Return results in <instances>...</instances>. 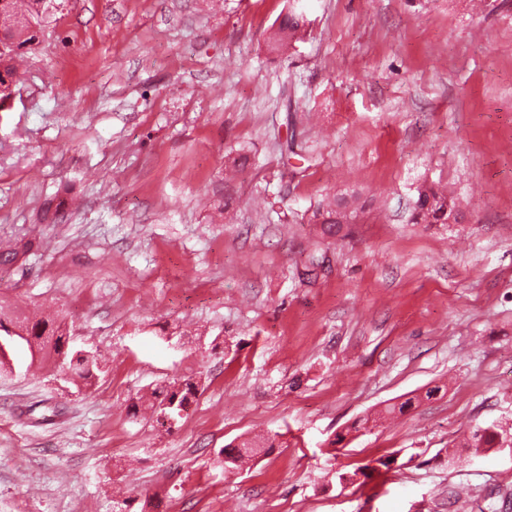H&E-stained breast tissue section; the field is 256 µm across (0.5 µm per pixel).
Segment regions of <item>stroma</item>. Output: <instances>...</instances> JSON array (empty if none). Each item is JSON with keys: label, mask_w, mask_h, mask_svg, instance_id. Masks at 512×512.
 Listing matches in <instances>:
<instances>
[{"label": "stroma", "mask_w": 512, "mask_h": 512, "mask_svg": "<svg viewBox=\"0 0 512 512\" xmlns=\"http://www.w3.org/2000/svg\"><path fill=\"white\" fill-rule=\"evenodd\" d=\"M36 32L0 240L44 253L0 301L104 362L87 391L24 353L0 377V512H113L117 485L130 512H512V447L448 460L512 427V0H54ZM424 181L464 220L410 223ZM340 197L360 223H315ZM179 377L203 387L175 424L134 414ZM304 27L303 16L295 11L289 12L271 33L269 45L283 54L288 53V48L302 39ZM509 435L511 436V440H509ZM506 439L507 441L503 443V446H511L512 432L492 425L474 430L469 438L468 448H500L502 447L501 442ZM274 437H268L261 441L243 440L239 444H229L224 448V469L232 472L240 468L242 463L255 456L261 448H273Z\"/></svg>", "instance_id": "stroma-1"}]
</instances>
